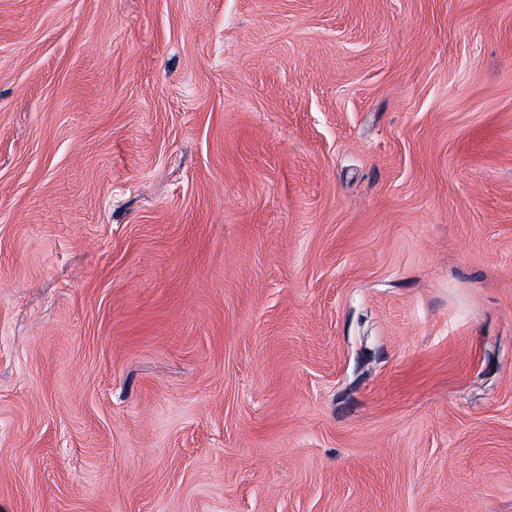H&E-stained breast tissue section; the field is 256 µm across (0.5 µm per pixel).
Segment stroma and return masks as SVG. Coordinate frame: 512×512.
Here are the masks:
<instances>
[{"label": "stroma", "mask_w": 512, "mask_h": 512, "mask_svg": "<svg viewBox=\"0 0 512 512\" xmlns=\"http://www.w3.org/2000/svg\"><path fill=\"white\" fill-rule=\"evenodd\" d=\"M0 512H512V0H0Z\"/></svg>", "instance_id": "obj_1"}]
</instances>
